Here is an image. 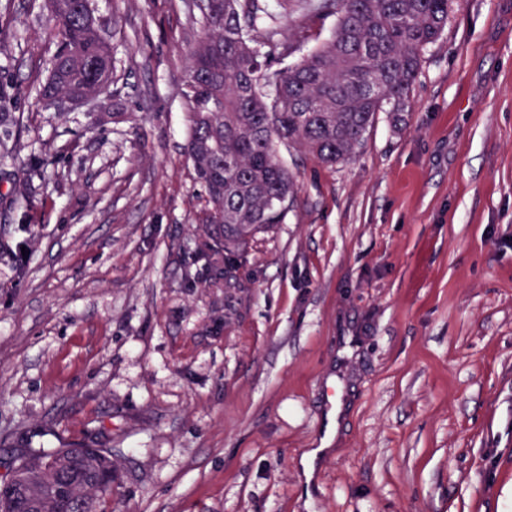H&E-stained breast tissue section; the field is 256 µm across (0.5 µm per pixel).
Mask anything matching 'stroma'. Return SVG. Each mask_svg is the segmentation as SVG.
Instances as JSON below:
<instances>
[{
	"label": "stroma",
	"instance_id": "obj_1",
	"mask_svg": "<svg viewBox=\"0 0 512 512\" xmlns=\"http://www.w3.org/2000/svg\"><path fill=\"white\" fill-rule=\"evenodd\" d=\"M116 80L43 104L41 0H0V78L28 85L0 157V436L118 448L95 512H512V0H455L410 111L354 160L281 148L298 193L205 288L182 0H93ZM307 25L299 52L329 38ZM337 431L322 445L328 402ZM21 243L14 242L6 232L0 235V261L9 262L16 270L19 276H24L27 273L29 258L25 250V255H22Z\"/></svg>",
	"mask_w": 512,
	"mask_h": 512
}]
</instances>
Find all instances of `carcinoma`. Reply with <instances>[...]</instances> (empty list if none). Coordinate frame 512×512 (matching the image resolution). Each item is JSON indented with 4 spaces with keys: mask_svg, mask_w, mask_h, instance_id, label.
<instances>
[{
    "mask_svg": "<svg viewBox=\"0 0 512 512\" xmlns=\"http://www.w3.org/2000/svg\"><path fill=\"white\" fill-rule=\"evenodd\" d=\"M295 4L307 19L335 17L329 39L284 69L271 70L274 55L288 56L306 39L281 28L266 0H216L199 10L202 34L187 44L184 106L189 136L185 154L206 193L200 222V255L223 279L232 257L260 234L286 221L297 194L278 146L298 147L323 164L352 159L379 112H403L421 68L424 50L448 25L452 0H279ZM45 32L53 52L40 99L87 96L114 75L112 45L98 34L92 0H44ZM268 47L260 52L258 43ZM273 88V94L267 88ZM24 89L0 84V132L20 123L15 103ZM22 244L0 234V261L18 275L29 258ZM113 448L74 444L35 448L24 443L9 460L42 484V468L64 464L59 497L32 502L0 498L9 512H93L112 494Z\"/></svg>",
    "mask_w": 512,
    "mask_h": 512,
    "instance_id": "carcinoma-1",
    "label": "carcinoma"
}]
</instances>
